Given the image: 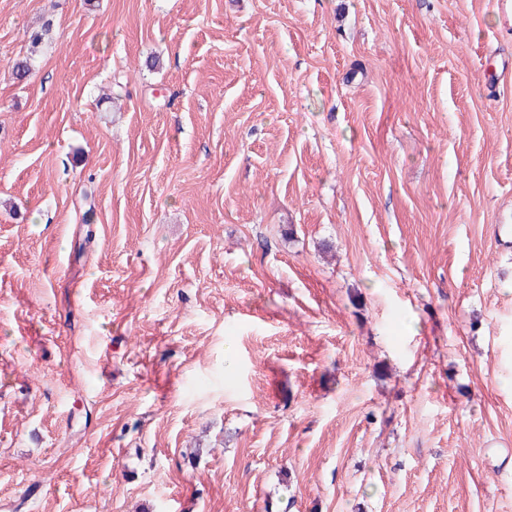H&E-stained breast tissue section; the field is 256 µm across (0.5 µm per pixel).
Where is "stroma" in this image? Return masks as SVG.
Listing matches in <instances>:
<instances>
[{
	"instance_id": "stroma-1",
	"label": "stroma",
	"mask_w": 512,
	"mask_h": 512,
	"mask_svg": "<svg viewBox=\"0 0 512 512\" xmlns=\"http://www.w3.org/2000/svg\"><path fill=\"white\" fill-rule=\"evenodd\" d=\"M509 224L512 0H0V512H512ZM52 25L47 20L39 30H36L30 35L31 56L35 54L41 44L50 38ZM31 56H26L23 59L16 60L10 69V77L17 81H23L27 78L31 70Z\"/></svg>"
}]
</instances>
